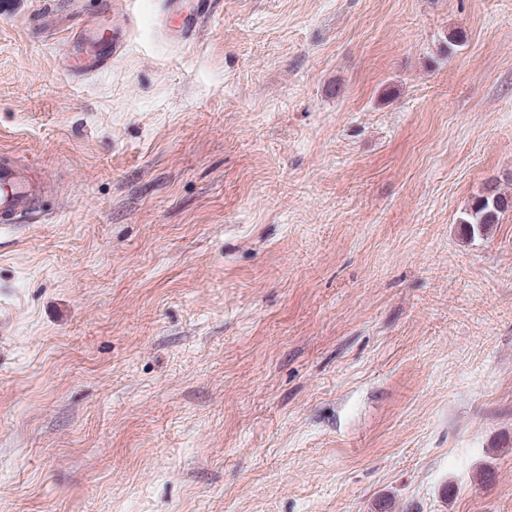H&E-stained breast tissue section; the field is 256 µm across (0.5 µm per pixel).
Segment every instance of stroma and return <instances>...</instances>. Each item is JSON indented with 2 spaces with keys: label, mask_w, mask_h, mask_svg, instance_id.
<instances>
[{
  "label": "stroma",
  "mask_w": 512,
  "mask_h": 512,
  "mask_svg": "<svg viewBox=\"0 0 512 512\" xmlns=\"http://www.w3.org/2000/svg\"><path fill=\"white\" fill-rule=\"evenodd\" d=\"M161 5L0 0V512H512V0ZM164 0L163 18L167 36L183 42L192 38L201 22L209 15L210 0ZM126 46V31L85 27L76 32L68 46L67 68L71 74L90 73L106 67ZM39 192L38 185L18 170L0 165V224L9 227L27 212ZM509 208H512V195L506 196L495 185H491V188L474 199L468 219L463 224H469L473 229L474 226L489 227L497 224L500 214Z\"/></svg>",
  "instance_id": "1"
}]
</instances>
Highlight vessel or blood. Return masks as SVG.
I'll return each instance as SVG.
<instances>
[{"label": "vessel or blood", "instance_id": "obj_1", "mask_svg": "<svg viewBox=\"0 0 512 512\" xmlns=\"http://www.w3.org/2000/svg\"><path fill=\"white\" fill-rule=\"evenodd\" d=\"M210 0H163L166 33L171 40L192 38L208 16ZM126 46V32L106 33L85 27L76 32L68 47L70 73H89L106 67ZM39 192L38 185L18 170L0 165V225L8 227L27 212Z\"/></svg>", "mask_w": 512, "mask_h": 512}]
</instances>
